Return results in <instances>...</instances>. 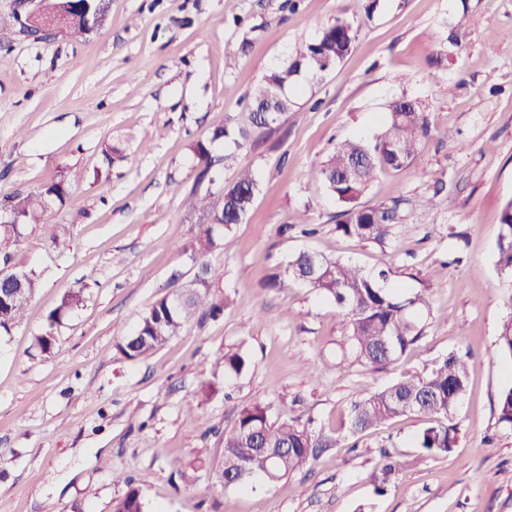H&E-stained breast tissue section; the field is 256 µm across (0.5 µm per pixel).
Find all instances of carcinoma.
I'll return each instance as SVG.
<instances>
[{
  "instance_id": "carcinoma-1",
  "label": "carcinoma",
  "mask_w": 512,
  "mask_h": 512,
  "mask_svg": "<svg viewBox=\"0 0 512 512\" xmlns=\"http://www.w3.org/2000/svg\"><path fill=\"white\" fill-rule=\"evenodd\" d=\"M86 23L85 5L72 7L69 10L70 38H81ZM355 38L351 25L338 22L323 29L315 41L297 49L294 62L278 65L266 73L249 93L250 106L238 129L241 139L238 146H243V142L256 133L272 131L278 123L280 115L271 116L262 111L277 89L283 87L289 91L296 87L300 83L301 70L310 74L332 70L350 52ZM428 133L429 122L419 105L399 99L392 103L387 123L373 141L346 139L336 143L320 175L330 193L344 207L337 230L362 241L382 243L389 237L397 221L396 208L383 204L363 208L358 199L371 185L378 170L407 167ZM389 143L398 145L401 157L387 150ZM257 187L255 175L245 171L225 188L223 208L212 213V221L198 225L190 244L192 259L204 271L207 285L186 294L176 306L166 295L157 298L142 314L134 334L115 343L126 359L135 361L146 356L179 335L192 321L221 311L222 306L213 299L211 288L223 273L207 258L216 251L230 248L233 226L247 217L246 202ZM67 195V182L59 177L35 191L14 196L9 207L17 223H0V237L15 239L19 237L20 227L34 224L44 231L47 239L57 243L67 229L55 222L54 206L63 205ZM310 256V251L298 253L282 271L271 276L269 286L283 289L303 283L332 296L347 318L345 359L382 369L417 340L419 332L409 310L426 303L424 294L402 298L381 285L387 279L385 272L374 275L321 254L317 266L312 269ZM497 266L500 273L512 275V200L500 213ZM36 288L38 276L32 271L21 272V278L16 281L0 282V292L11 295L8 301H0V334L10 332L20 322ZM84 302L82 288L63 294L59 305L34 338V345L41 353L51 352L58 326ZM495 353L512 356V320L504 324ZM216 366L223 368L224 377L230 378L242 375L249 369L250 362L245 352L228 350L218 357ZM467 383V361L450 352L429 368L402 377L355 402L347 418V431L360 437L391 419L416 414L429 421L417 436L420 453L426 457L446 455L458 446L459 432L451 418ZM270 410L268 404L245 406L235 422L224 429V471L235 473L234 487L246 483L254 475H260L267 484L274 485L309 465L315 457V449L333 445L334 439L330 435L317 434L286 421L271 420ZM498 422L512 426V384L505 386L499 394ZM205 468V461L198 457L173 463L174 472L187 485L196 482L199 472ZM399 470V461L383 454L382 462L371 474L374 492L378 495L386 493ZM122 482L125 490L114 500L113 512H144L139 489L128 478Z\"/></svg>"
}]
</instances>
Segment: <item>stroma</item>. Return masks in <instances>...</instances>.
I'll return each mask as SVG.
<instances>
[{"label": "stroma", "mask_w": 512, "mask_h": 512, "mask_svg": "<svg viewBox=\"0 0 512 512\" xmlns=\"http://www.w3.org/2000/svg\"><path fill=\"white\" fill-rule=\"evenodd\" d=\"M102 28L80 39L0 34V205L64 176L57 209L66 236L35 226L0 239V260L39 273L22 320L0 336V499L11 512H112L133 480L145 512H512V427L497 397L512 358L493 355L512 319V277L495 260L500 208L512 199V0H107ZM460 46L448 37L461 16ZM344 21L352 52L322 79L301 83L271 133L238 147L214 139L237 128L249 91L302 44ZM418 101L430 132L405 169H384L360 197L397 206L385 243L337 231L341 205L319 172L336 142L380 133L395 100ZM206 142L210 173L193 151ZM258 181L249 220L228 252L224 310L149 355L115 348L158 297L197 270L188 246L205 197L224 203L241 170ZM309 250L389 271L388 287L425 292L422 334L382 369L341 360L346 320L332 297L305 285L269 288L273 273ZM86 288L84 307L58 329L49 355L34 346L62 294ZM249 371L216 377L224 351ZM457 351L467 390L452 418L459 444L421 457L427 421L400 416L359 440L351 404ZM216 391L194 415L203 383ZM337 438L310 468L276 486L215 482L224 429L241 408ZM390 452L404 467L386 494L370 473ZM206 461L193 487L173 477L182 457Z\"/></svg>", "instance_id": "1"}]
</instances>
